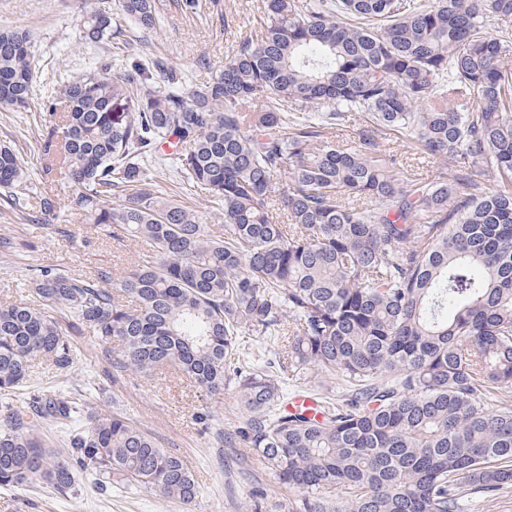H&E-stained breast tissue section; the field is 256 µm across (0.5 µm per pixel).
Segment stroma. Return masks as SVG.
Masks as SVG:
<instances>
[{
    "label": "stroma",
    "mask_w": 512,
    "mask_h": 512,
    "mask_svg": "<svg viewBox=\"0 0 512 512\" xmlns=\"http://www.w3.org/2000/svg\"><path fill=\"white\" fill-rule=\"evenodd\" d=\"M108 9L118 0H0V27H16L30 35L36 47V81L49 84L60 71L83 73L89 62L111 55L105 41L84 44L79 38L86 3ZM262 0H198L193 15L160 8V20L149 33L127 28L123 41L132 53L148 59L163 57L187 73L192 86L209 84L255 28ZM43 128L38 104L25 112H0V143L13 147L30 165L36 186L30 200L40 222L0 205V305L17 299L43 307L32 290L36 269L51 266L75 276L92 277L110 269L120 277L136 265L155 260L152 248L134 240H114L107 231L72 214L65 203L75 191L61 176H44L41 169ZM54 208L43 211L44 200ZM74 362L66 371L45 363L31 373V389L64 392L86 400L89 410L120 412L151 432L160 448L182 456L192 468L200 494L184 505L153 493L116 491L101 494L85 488L79 497H61L36 486L0 489V512H292L300 494L274 480L245 447L229 448L222 434L243 427L246 414L235 386L211 394L173 372L154 376L113 373L99 339L86 333L72 337Z\"/></svg>",
    "instance_id": "35a3bbf8"
}]
</instances>
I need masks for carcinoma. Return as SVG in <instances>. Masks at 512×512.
Returning <instances> with one entry per match:
<instances>
[{
	"mask_svg": "<svg viewBox=\"0 0 512 512\" xmlns=\"http://www.w3.org/2000/svg\"><path fill=\"white\" fill-rule=\"evenodd\" d=\"M158 14L157 0L92 7L80 36L151 32ZM505 20L512 0H265L259 35L202 90L120 54L59 78L40 97L43 174L77 186L69 210L158 260L119 279L40 269L48 307H0V391L22 390L37 360L71 367L68 336L89 330L118 343V373L234 384L249 419L224 441L301 492L296 512H461L511 487L512 32L491 31ZM34 56L25 31L0 28V112L30 108ZM132 96L135 111H109ZM353 113L365 124L351 145L329 140ZM388 131L453 169L400 181ZM166 164L208 195L223 232L154 189ZM0 189L28 210L29 169L6 144ZM268 341L277 368L245 362ZM311 367L345 391L290 412L286 384ZM43 424L64 427L69 448L47 447ZM81 477L104 493L199 496L187 462L123 413L65 393L6 406L0 488L72 497Z\"/></svg>",
	"mask_w": 512,
	"mask_h": 512,
	"instance_id": "1",
	"label": "carcinoma"
}]
</instances>
